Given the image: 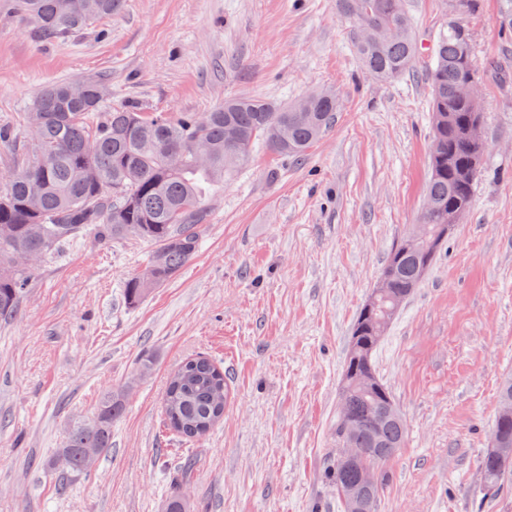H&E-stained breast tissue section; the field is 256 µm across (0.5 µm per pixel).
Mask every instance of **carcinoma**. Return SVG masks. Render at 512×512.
I'll return each mask as SVG.
<instances>
[{
	"mask_svg": "<svg viewBox=\"0 0 512 512\" xmlns=\"http://www.w3.org/2000/svg\"><path fill=\"white\" fill-rule=\"evenodd\" d=\"M31 29L66 39L122 7V0H10ZM494 22L512 31V0H497ZM351 25L359 63L377 80L409 71L428 52L432 89L431 174L422 222L404 235L383 272L390 274V296L379 300L376 316L397 315L391 298L408 297L423 279L422 259L435 260L448 239L449 215L471 206L482 168L483 143L468 129L483 120L458 95L460 85L479 76L466 41L464 17L480 11V0H448V24L429 47L422 46L403 0H336ZM84 95L69 94L71 84L44 89L28 112L27 144L15 171L0 182V322L12 320L34 268L61 244L77 237L108 241L134 235L155 244L144 272L125 284L129 304L137 305L169 283L196 254L205 219L201 185L224 180L245 164L256 141L277 154L302 157L332 124L340 102L336 93L315 89L302 103L276 106L245 97L229 98L204 116L187 114L176 122L134 108L102 111L107 85L84 81ZM207 143L208 165L193 156L196 141ZM391 395L379 383L372 391L357 385L340 388L339 406L354 418L347 431L336 428V442L352 438L357 447L381 457L380 465L403 448L401 416L373 419ZM224 369L197 356L173 372L163 398L167 426L185 439H201L224 418ZM124 411V392L115 389L100 402L92 421L74 427L59 455L68 459L61 474L89 468L112 448V422ZM512 448V418L497 414L491 439ZM338 461L326 477L335 489L355 478ZM483 488L492 494L512 484V453L481 461Z\"/></svg>",
	"mask_w": 512,
	"mask_h": 512,
	"instance_id": "obj_1",
	"label": "carcinoma"
}]
</instances>
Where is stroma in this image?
<instances>
[{"label": "stroma", "mask_w": 512, "mask_h": 512, "mask_svg": "<svg viewBox=\"0 0 512 512\" xmlns=\"http://www.w3.org/2000/svg\"><path fill=\"white\" fill-rule=\"evenodd\" d=\"M495 0L471 19L487 71L507 46ZM428 61L388 82L351 48L336 0H124L64 41L0 4V180L15 168L32 101L100 79L106 108L178 120L228 97L287 105L316 88L341 103L301 159L257 146L208 186L195 257L138 305L124 284L151 243L69 242L37 266L0 322V512H166L172 476L189 512H341L324 478L344 359L392 247L419 223L430 172ZM486 147L472 206L403 304L374 360L406 426L376 512H512V487L480 492L498 389L512 375V88H483ZM150 354L151 371L138 369ZM220 364L224 421L196 442L167 430L168 376ZM125 392L112 448L59 477L69 430Z\"/></svg>", "instance_id": "1"}]
</instances>
